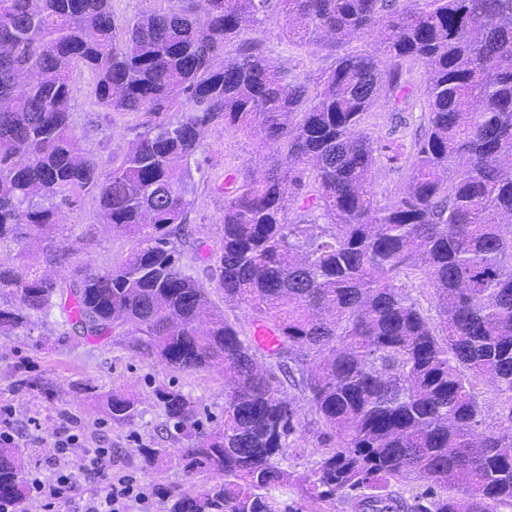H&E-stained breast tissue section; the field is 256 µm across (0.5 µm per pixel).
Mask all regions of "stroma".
Returning a JSON list of instances; mask_svg holds the SVG:
<instances>
[{"mask_svg": "<svg viewBox=\"0 0 512 512\" xmlns=\"http://www.w3.org/2000/svg\"><path fill=\"white\" fill-rule=\"evenodd\" d=\"M282 24L281 17L271 16L256 29L254 36L289 78L302 81L329 67L331 60L319 47L289 44L281 33ZM405 78V96L381 97L363 123L364 131L382 148L374 170L373 189L383 204L392 202L404 191L411 177L407 156L414 140L426 129L423 67L409 64ZM71 110L84 148L103 166L112 157L126 153L136 134L155 120L147 112H110L96 105L91 77L80 68L72 74ZM201 142L203 172L194 181L187 223L191 237L181 247V261L206 288L212 303L224 307L226 317L248 336L252 330L246 310L225 308L224 294L216 278L206 274L197 243L202 240L211 248L219 246L224 195L216 186L223 181L225 172L245 167L262 170L266 151L247 131L220 121L202 130ZM58 220L81 225L94 241L89 251L72 255L71 264L89 261L109 268L125 257L131 247L122 232L102 223L94 195H84L77 207L62 208ZM63 331L61 318L55 316L44 321L36 335L0 336V408L11 409L15 419L26 426L20 444L26 450L27 474L44 472L46 461L54 455L59 434L56 409L65 406L75 413L78 422L74 431L83 442L82 447L73 449V457L85 459L90 448L111 449L113 473L134 476L147 488L153 512H167L161 489L177 486L192 493L199 484L196 476L179 463L184 439L169 422L155 391L170 386L191 394L201 406L199 429L207 433L224 418L223 373L216 369L172 372L159 363L135 357L122 337L109 341L74 340L65 337ZM21 364L27 365L32 375L53 382L55 395L50 397L37 389L24 394L14 392V374ZM87 382L97 386V394L83 391ZM113 389L126 390L138 400V415L130 426L116 428L108 421L100 396ZM475 393L482 407L483 428L499 430L512 425V394L484 381L476 383ZM144 446L166 448L170 454L158 467L147 471L139 457ZM323 453L315 436L309 433L287 449L280 466L297 478L317 468Z\"/></svg>", "mask_w": 512, "mask_h": 512, "instance_id": "obj_1", "label": "stroma"}]
</instances>
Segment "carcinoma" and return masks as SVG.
<instances>
[{
  "mask_svg": "<svg viewBox=\"0 0 512 512\" xmlns=\"http://www.w3.org/2000/svg\"><path fill=\"white\" fill-rule=\"evenodd\" d=\"M117 32L112 0H0V247L35 237L41 260L0 261V336L32 334L60 314L66 334L130 337L135 356L172 371L224 372V421L193 436L200 404L156 391L188 444L199 490L164 491L168 512H407L394 485L415 482V512H497L512 505V428L481 429L474 387L512 393V0H168ZM298 47L321 45L332 63L289 82L248 31L270 15ZM354 37L366 54L341 51ZM236 46V56L224 49ZM425 70L427 130L413 146L401 197L373 191L376 151L362 130L383 95L404 90V64ZM87 69L97 105L163 119L104 169L82 155L70 74ZM184 97L187 109L165 115ZM301 120L292 124L288 117ZM222 119L272 148L260 177L224 178V220L212 275L224 303L273 326L267 354L212 308L181 263L189 235L200 129ZM97 196L105 223L128 235L112 268L67 263L92 240L58 211ZM293 210L327 224H295ZM433 289L439 320L400 276ZM303 395L326 448L298 479L278 457L302 428L283 386ZM112 425L137 401L106 396ZM150 469L165 448L139 449ZM25 449L0 444V505L27 497Z\"/></svg>",
  "mask_w": 512,
  "mask_h": 512,
  "instance_id": "obj_1",
  "label": "carcinoma"
}]
</instances>
